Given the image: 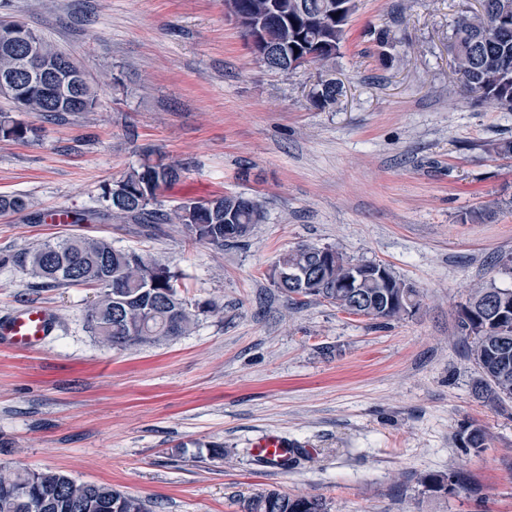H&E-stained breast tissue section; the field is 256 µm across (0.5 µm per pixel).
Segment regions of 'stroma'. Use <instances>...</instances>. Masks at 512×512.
<instances>
[{
	"label": "stroma",
	"mask_w": 512,
	"mask_h": 512,
	"mask_svg": "<svg viewBox=\"0 0 512 512\" xmlns=\"http://www.w3.org/2000/svg\"><path fill=\"white\" fill-rule=\"evenodd\" d=\"M474 0H357L326 66L270 72L224 0H0L68 54L98 91L94 111L25 115L28 142L0 140V317L49 309L35 351L0 346V468L61 471L145 500L151 512H241L278 491L328 512H512V405L475 398L459 327L472 287L512 288V112L466 93L451 35ZM343 92L313 99L319 81ZM181 165L162 210L233 192L267 220L216 251L176 224L110 220L105 183L144 155ZM55 208L68 224L46 223ZM72 234L176 266L185 294L222 306L186 335L117 349L91 337L94 289L44 288L18 258ZM388 265L419 291L415 314L379 325L273 287L276 257L300 244ZM484 429L485 447L458 439ZM288 434L285 472L252 441ZM222 446L224 456L210 458ZM429 474L457 475L448 493Z\"/></svg>",
	"instance_id": "1"
}]
</instances>
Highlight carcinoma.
<instances>
[{"label": "carcinoma", "instance_id": "carcinoma-1", "mask_svg": "<svg viewBox=\"0 0 512 512\" xmlns=\"http://www.w3.org/2000/svg\"><path fill=\"white\" fill-rule=\"evenodd\" d=\"M488 16H461L453 27V47L463 87L505 112H512V0H487ZM227 7L263 16L276 6L278 15L267 18L269 42L288 46V54L316 57L336 55L346 36V25L355 11V0H343V14L327 19L330 0H225ZM12 24L25 29V37L45 48L52 56L67 54L47 42L37 30L23 21ZM22 44L0 42V78L14 71ZM342 86L336 80L319 83L315 100L325 108L336 103ZM78 108L93 111L98 102L95 88L77 87ZM28 112L60 118L73 112V106H59L44 99L37 91L28 97ZM34 129L11 116H0V139L26 142ZM176 164L144 160L121 179L103 187L108 215L119 220L147 224L150 207L159 203L161 193L179 180ZM183 202L163 215L168 224H179L191 239L216 250L238 244L265 220L263 207H252L241 194L220 195L200 203L192 213ZM27 200L20 194H0V213H21ZM232 217L238 235H224V214ZM315 247L302 244L279 254L269 277L288 300L304 298L326 302L353 316L370 320H393L414 313L419 308V293L414 286L384 268L386 278L369 279L362 291L375 306L363 310L362 303L336 294V282L343 279L352 260L328 246L323 255V275L304 288H292L276 280L280 269L297 271L315 264ZM22 263L32 278L46 287L83 286L99 290L97 299L85 310L88 332L113 347L131 348L172 340L186 334L200 315H218L223 308L214 302L193 303L182 291L183 273L145 254L116 250L104 238L74 235L44 243L25 252ZM503 298L512 306V288L493 284L475 287L461 306L459 323L472 338L471 359L478 371L473 392L487 402L504 406L512 402V310L508 321H493V301ZM467 448L486 444L485 432L471 425L459 432ZM459 483L452 476L426 475L421 484L426 491L446 493ZM245 512H328L326 500L318 495L290 496L278 492L259 493L244 502ZM0 512H150L144 500L109 484L78 482L63 472L20 469L8 474L0 470Z\"/></svg>", "mask_w": 512, "mask_h": 512}]
</instances>
